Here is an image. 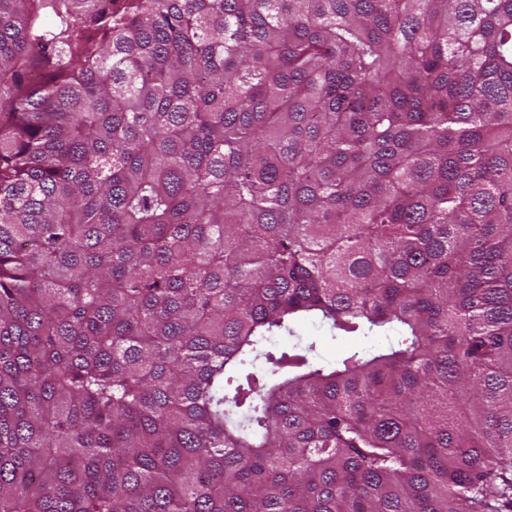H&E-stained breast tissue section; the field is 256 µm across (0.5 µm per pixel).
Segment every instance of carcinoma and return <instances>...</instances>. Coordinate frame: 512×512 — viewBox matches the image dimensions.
<instances>
[{
  "label": "carcinoma",
  "mask_w": 512,
  "mask_h": 512,
  "mask_svg": "<svg viewBox=\"0 0 512 512\" xmlns=\"http://www.w3.org/2000/svg\"><path fill=\"white\" fill-rule=\"evenodd\" d=\"M0 512H512V0H0ZM303 342H316L317 354L320 360L331 362L338 354H363L373 345L386 343L385 336L376 338H340L332 339L329 332L319 324L305 323L299 329Z\"/></svg>",
  "instance_id": "obj_1"
}]
</instances>
